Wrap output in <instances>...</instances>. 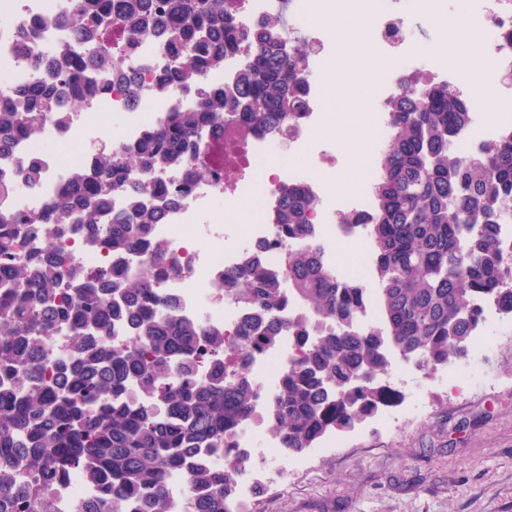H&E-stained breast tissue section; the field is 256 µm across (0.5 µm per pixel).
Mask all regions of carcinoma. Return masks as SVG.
<instances>
[{
	"instance_id": "carcinoma-1",
	"label": "carcinoma",
	"mask_w": 512,
	"mask_h": 512,
	"mask_svg": "<svg viewBox=\"0 0 512 512\" xmlns=\"http://www.w3.org/2000/svg\"><path fill=\"white\" fill-rule=\"evenodd\" d=\"M62 22L93 43L82 53L56 49L53 66L33 87L0 98V145L38 139L48 124L64 121V93L84 100L111 90L96 72L112 71L117 33L128 51L163 28L168 62L159 85L186 93L224 56L251 43L233 87L212 88L196 106L176 112L137 144L100 148L90 168L74 176L73 195L41 219L17 224L0 210V512H53L49 492L72 469L107 477L102 492L83 512H174L167 474H190L194 512H227L238 495V470L216 466L219 449L237 460L232 432L255 419V354L292 334L304 347L288 365L269 399L264 419L292 456L325 436L346 432L400 399L384 382L389 352L415 358L430 373L468 359L481 325L477 302L494 298L512 313V254L500 227L512 224V134L465 161L454 145L468 126L471 104L447 85L429 97L402 96L387 104L388 142L366 224L372 242L373 289L380 313L375 326L356 318L366 296L358 284L332 277L320 251H288L283 271L268 275L247 250L236 277L239 299L250 306L247 328L230 335L205 321L179 316L157 298L153 261L135 274L102 267L80 281L59 238L83 235L93 249L107 242L116 254L135 251L161 222L173 198L149 182L133 185L126 171L147 177L177 171L203 146L201 130L236 119L243 130L293 131L307 108L303 96L305 51L278 40L275 17L255 32L238 29L224 0H72ZM16 176L35 188L40 167L22 164ZM311 201L288 186L280 189L275 223L288 238L312 233ZM307 311L292 323L282 315L283 282ZM115 326L133 332L132 344L109 348L99 336ZM71 336L68 354L48 355L42 337L54 329ZM217 364L195 378L197 359ZM233 361L235 378L223 364ZM167 407L159 414L125 398L127 383Z\"/></svg>"
}]
</instances>
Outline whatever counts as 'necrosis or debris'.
<instances>
[{
  "label": "necrosis or debris",
  "instance_id": "obj_1",
  "mask_svg": "<svg viewBox=\"0 0 512 512\" xmlns=\"http://www.w3.org/2000/svg\"><path fill=\"white\" fill-rule=\"evenodd\" d=\"M68 2L0 0L1 91L33 86L42 76L39 61L58 43L70 41L68 30L55 22ZM321 7V0H293L295 18L282 29L288 44L302 42L309 46L310 52L304 59V68L309 72L326 53L336 48L335 24L313 28L301 21L303 13ZM421 7V0H381L377 10L370 14L378 56L394 66L393 75L376 77L373 82L375 112L368 144L374 156L388 136L390 99L416 94L431 81L450 85L461 97L472 96L470 85L458 67L446 62L444 51L422 49L413 40L409 19ZM469 23L490 49L496 75L512 74V0H471ZM165 62L157 42L139 44L125 59L126 66L135 69L140 79L141 103L137 108L128 106L124 89L116 85L108 95L90 99L84 109L71 113L65 125L48 126L53 148L21 140L0 153L2 175L13 176L20 163L27 160L37 162L42 170L36 188L17 182L14 193L0 199V209L24 218L46 213L69 193L73 174L91 164L96 146L105 144L120 150L138 142L170 113L193 108L196 96L176 87L157 89V74ZM496 99L499 112L495 122L477 118L468 125L467 157L479 156L487 144L512 132V84H498ZM327 118L323 84L311 83L307 88L306 116L289 140H281L270 131H242L229 118L223 131L205 134L209 151L224 156L223 174L207 180L196 179L194 172L200 161L192 157L178 171L165 176L167 188L182 192L183 199L179 207L167 214L165 223L153 230L154 243H159L166 255L156 292L162 297H174L182 317L201 318L213 327L232 332L241 326L243 307L234 292V283L225 279L224 273L239 265L247 248L261 257L269 272H279L293 245L274 222L279 189L284 184L312 198L309 220L316 227L314 242L324 250L328 268L339 277L371 287L368 262L341 263L336 258V242L348 239L362 251H369L371 243L364 227L340 223L339 218L348 213L360 218L368 215L372 207L369 186L377 179L379 170L377 166H369L364 187L346 197H337L336 157L320 135ZM287 152L300 154L306 159V166L269 170V161ZM253 195L263 200L253 220L244 225L228 223L233 204ZM70 249L76 265L87 270L106 264L135 270L147 263L152 251L151 245H145L119 258L105 247L84 250L75 240L71 241ZM301 353L295 338L286 335L276 349L254 357L257 408L265 407L289 363ZM235 439L242 448L259 443L264 446L258 460L238 464L240 499H251L260 485L283 486L289 473L304 466L303 459H285L279 444L256 425L241 427ZM97 488V482L84 472L69 471L54 490V512H77Z\"/></svg>",
  "mask_w": 512,
  "mask_h": 512
}]
</instances>
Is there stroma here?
<instances>
[{"label":"stroma","mask_w":512,"mask_h":512,"mask_svg":"<svg viewBox=\"0 0 512 512\" xmlns=\"http://www.w3.org/2000/svg\"><path fill=\"white\" fill-rule=\"evenodd\" d=\"M490 338L474 384L390 368L402 425L377 416L337 433L252 512H512V331Z\"/></svg>","instance_id":"stroma-1"}]
</instances>
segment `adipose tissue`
<instances>
[{
	"mask_svg": "<svg viewBox=\"0 0 512 512\" xmlns=\"http://www.w3.org/2000/svg\"><path fill=\"white\" fill-rule=\"evenodd\" d=\"M368 8L340 10L337 4H329L327 10L310 15L314 24L335 20L338 38L339 58L329 60L327 69L330 81L325 90V109L333 115L332 121L324 128L327 137L341 136L349 157L346 169L336 180L337 187L347 188L361 181L366 170L367 157L365 139L370 125L371 102L359 99L354 115H345L341 108L343 99L355 92L382 72V64L374 57L364 41L367 32ZM442 29L449 46L459 56L465 78L474 88L477 105L491 107L495 87L490 57L482 44L481 37L473 31L464 15H457L444 22ZM361 59L362 65L354 75L346 76L341 71V57Z\"/></svg>",
	"mask_w": 512,
	"mask_h": 512,
	"instance_id": "ef3b65f1",
	"label": "adipose tissue"
}]
</instances>
